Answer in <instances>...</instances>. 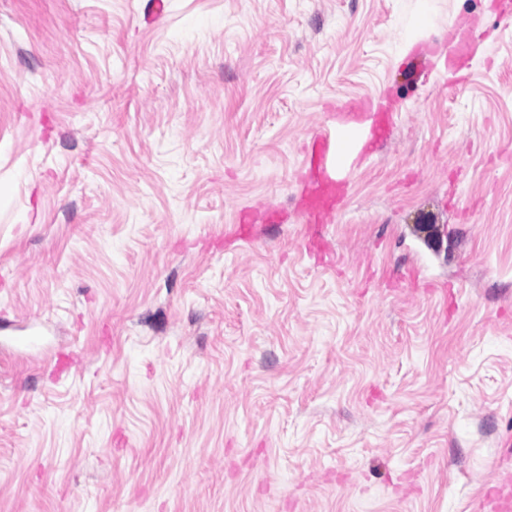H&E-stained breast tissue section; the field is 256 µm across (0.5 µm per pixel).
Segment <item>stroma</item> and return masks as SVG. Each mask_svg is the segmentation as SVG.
I'll use <instances>...</instances> for the list:
<instances>
[{
    "label": "stroma",
    "instance_id": "35a3bbf8",
    "mask_svg": "<svg viewBox=\"0 0 512 512\" xmlns=\"http://www.w3.org/2000/svg\"><path fill=\"white\" fill-rule=\"evenodd\" d=\"M497 2L0 0V512H486L512 476ZM361 98L393 119L307 223L302 147Z\"/></svg>",
    "mask_w": 512,
    "mask_h": 512
}]
</instances>
